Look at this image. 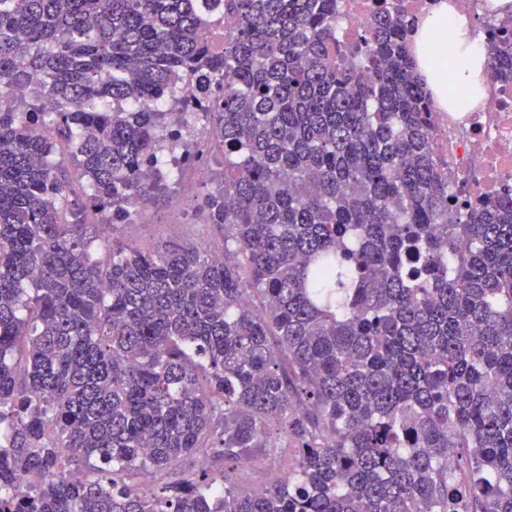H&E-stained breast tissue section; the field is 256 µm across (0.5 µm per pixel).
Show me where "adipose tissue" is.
I'll use <instances>...</instances> for the list:
<instances>
[{
	"instance_id": "adipose-tissue-1",
	"label": "adipose tissue",
	"mask_w": 512,
	"mask_h": 512,
	"mask_svg": "<svg viewBox=\"0 0 512 512\" xmlns=\"http://www.w3.org/2000/svg\"><path fill=\"white\" fill-rule=\"evenodd\" d=\"M444 43L446 52L441 58L444 68L454 73V80L464 87L474 88L473 98L464 106L474 111L484 100V75L488 68L487 55L472 35L468 20L459 15L447 0H440L427 15L419 20L411 35L412 50L419 62L418 72L429 84L437 107L448 108V96L435 79L427 59L433 58V47Z\"/></svg>"
}]
</instances>
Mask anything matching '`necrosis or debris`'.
<instances>
[{
	"instance_id": "necrosis-or-debris-1",
	"label": "necrosis or debris",
	"mask_w": 512,
	"mask_h": 512,
	"mask_svg": "<svg viewBox=\"0 0 512 512\" xmlns=\"http://www.w3.org/2000/svg\"><path fill=\"white\" fill-rule=\"evenodd\" d=\"M432 146L448 164L450 194L476 202L512 189V100L502 101L499 83L488 79L481 109L462 118L435 112Z\"/></svg>"
}]
</instances>
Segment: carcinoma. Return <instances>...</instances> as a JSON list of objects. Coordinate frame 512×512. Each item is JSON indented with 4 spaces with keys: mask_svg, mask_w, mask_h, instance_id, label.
<instances>
[{
    "mask_svg": "<svg viewBox=\"0 0 512 512\" xmlns=\"http://www.w3.org/2000/svg\"><path fill=\"white\" fill-rule=\"evenodd\" d=\"M223 2L216 51L201 0H0V512H512V193L448 223L397 0L352 46L339 0ZM487 35L511 83L512 13ZM194 74L223 257L92 259L85 208L179 176ZM246 463L281 476L243 495ZM179 156H180V158H182L184 160L185 165H191L192 167L195 168L200 182L210 180V171H209L208 166L196 164L193 159L192 153L190 154L186 150H183V152ZM209 165H210L211 171L213 173V178L210 180V182L214 179L216 182H218L223 171H224V155L216 147L210 154Z\"/></svg>",
    "mask_w": 512,
    "mask_h": 512,
    "instance_id": "obj_1",
    "label": "carcinoma"
}]
</instances>
